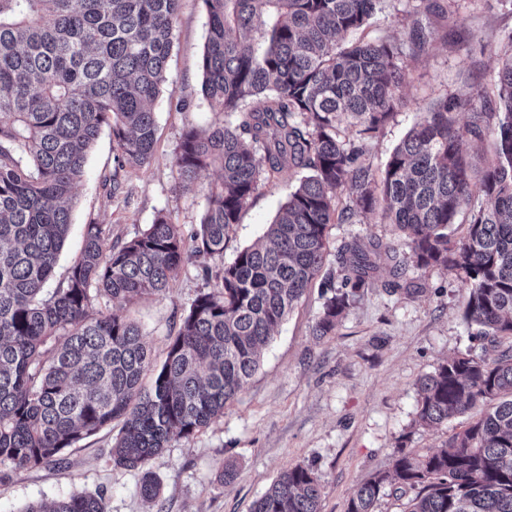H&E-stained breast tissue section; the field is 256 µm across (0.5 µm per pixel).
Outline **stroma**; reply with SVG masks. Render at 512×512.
Returning a JSON list of instances; mask_svg holds the SVG:
<instances>
[{
	"mask_svg": "<svg viewBox=\"0 0 512 512\" xmlns=\"http://www.w3.org/2000/svg\"><path fill=\"white\" fill-rule=\"evenodd\" d=\"M427 4L422 19L436 29L437 39L426 54L403 62L406 105L366 143L365 162L376 171L432 99L490 85L504 37L512 32V11L499 0H464L455 12L448 0ZM407 8L406 0H384L364 39L406 41ZM206 23L203 0H181L168 82L153 105V157L143 167L125 168L123 189L115 196L105 184L115 165L112 135L101 132L74 191L57 276H64L79 255L84 225H108L113 239L122 242L161 215L187 231L198 226L217 174L211 170L183 185L173 157L183 130L224 121L201 92ZM297 182V175L288 173L261 180L230 230L223 256L208 259V266L220 271L238 250L262 237ZM356 237L395 245L397 253L381 256L374 277L325 336L316 335L315 325L326 293L322 280L312 283L274 329L259 369L223 417L190 439L172 442L149 462L147 470L161 487L156 502H145L140 492L147 470L114 465L119 428L113 424L66 449L62 463L27 470L0 465V512H22L28 504L48 505L74 493L102 496L105 512H250L270 484L296 465L318 476L322 512H346L362 482L391 468L396 449L425 455L440 448L475 415H458L435 428L416 426L420 379L459 354L495 356L512 348V337H476L462 317L466 280L440 268L417 267L403 238L380 213L367 214L358 224L328 225L325 270L336 269L338 249ZM398 260L406 273L402 288L394 290L389 281ZM214 286L199 266L190 265L164 294L127 306L156 361L166 356L175 317ZM228 463L237 476L227 483L221 472Z\"/></svg>",
	"mask_w": 512,
	"mask_h": 512,
	"instance_id": "obj_1",
	"label": "stroma"
}]
</instances>
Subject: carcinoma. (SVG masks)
Wrapping results in <instances>:
<instances>
[{
	"instance_id": "carcinoma-1",
	"label": "carcinoma",
	"mask_w": 512,
	"mask_h": 512,
	"mask_svg": "<svg viewBox=\"0 0 512 512\" xmlns=\"http://www.w3.org/2000/svg\"><path fill=\"white\" fill-rule=\"evenodd\" d=\"M202 90L224 123L189 127L173 165L184 184L215 169L198 227L186 234L160 216L119 243L104 224L85 226L83 247L56 288L73 191L101 130L112 131L119 171L151 160V104L167 81L180 0H0V463L17 470L61 460L65 449L119 420L115 465L143 468L174 440L224 415L260 365L271 332L324 266L329 224L377 210L416 265L464 277V319L481 336L512 335V49L492 89L434 99L376 174L347 138L374 137L404 105V56L423 53L432 31L411 18L407 44H343L383 0H204ZM468 112L463 126L458 115ZM491 138L474 161L471 142ZM304 173L267 242L237 252L180 317L156 365L140 326L92 312L106 297L131 305L163 294L196 256H221L230 229L263 178ZM347 196H342L343 191ZM468 231L452 239L462 211ZM377 249L340 250V287L328 277L317 335L376 270ZM152 373L150 388L142 387ZM416 423L479 417L438 450L403 451L392 469L361 484L347 512H376L385 488L412 493L405 512H512V349L448 359L419 383ZM160 484L144 473L141 495ZM22 512H104L102 498L72 494ZM252 512H321L314 471L297 465Z\"/></svg>"
}]
</instances>
